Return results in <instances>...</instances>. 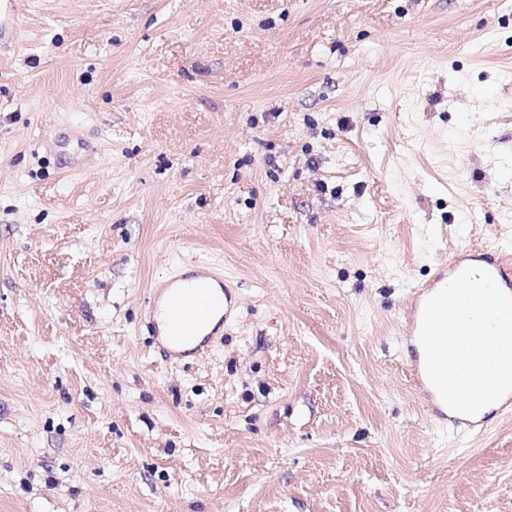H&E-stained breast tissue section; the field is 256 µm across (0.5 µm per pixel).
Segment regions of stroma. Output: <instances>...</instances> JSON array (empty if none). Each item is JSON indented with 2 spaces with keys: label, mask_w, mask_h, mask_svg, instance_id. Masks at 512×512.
<instances>
[{
  "label": "stroma",
  "mask_w": 512,
  "mask_h": 512,
  "mask_svg": "<svg viewBox=\"0 0 512 512\" xmlns=\"http://www.w3.org/2000/svg\"><path fill=\"white\" fill-rule=\"evenodd\" d=\"M27 2L0 512H512V407L450 428L401 333L456 249H512V0ZM190 265L235 304L167 359L151 289ZM46 139L52 141L54 146L58 148L66 169L76 170L82 165V160L79 157V151L71 153L68 150L72 141L70 136L55 134L53 139L51 135H48Z\"/></svg>",
  "instance_id": "stroma-1"
}]
</instances>
